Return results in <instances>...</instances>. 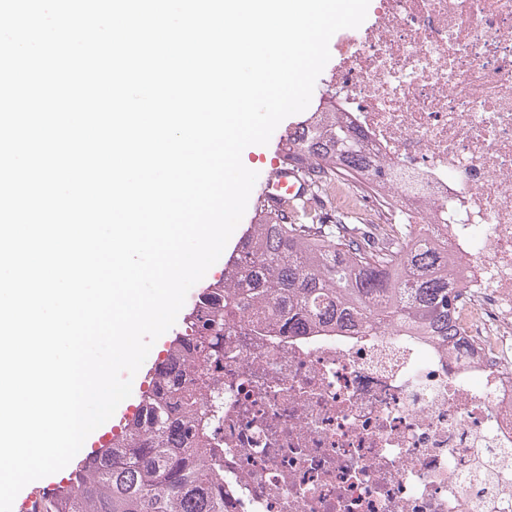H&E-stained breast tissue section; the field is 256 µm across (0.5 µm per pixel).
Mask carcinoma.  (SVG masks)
<instances>
[{"label":"carcinoma","instance_id":"1","mask_svg":"<svg viewBox=\"0 0 512 512\" xmlns=\"http://www.w3.org/2000/svg\"><path fill=\"white\" fill-rule=\"evenodd\" d=\"M331 96L281 143L283 159L309 194L285 209H259L169 341L133 418L111 442L42 501L41 512H225L224 453L210 432L222 408L224 321L258 317L256 327L291 336L335 324L364 332L410 331L439 349L467 347L457 325L462 291L448 252L413 236L390 196L366 180L373 160L360 135L334 113ZM375 195L391 220L356 223L349 211L316 212L336 184Z\"/></svg>","mask_w":512,"mask_h":512}]
</instances>
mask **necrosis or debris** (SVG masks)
Listing matches in <instances>:
<instances>
[{
    "label": "necrosis or debris",
    "mask_w": 512,
    "mask_h": 512,
    "mask_svg": "<svg viewBox=\"0 0 512 512\" xmlns=\"http://www.w3.org/2000/svg\"><path fill=\"white\" fill-rule=\"evenodd\" d=\"M325 85L462 290L468 359L224 326L226 512H512V0H372Z\"/></svg>",
    "instance_id": "1"
}]
</instances>
